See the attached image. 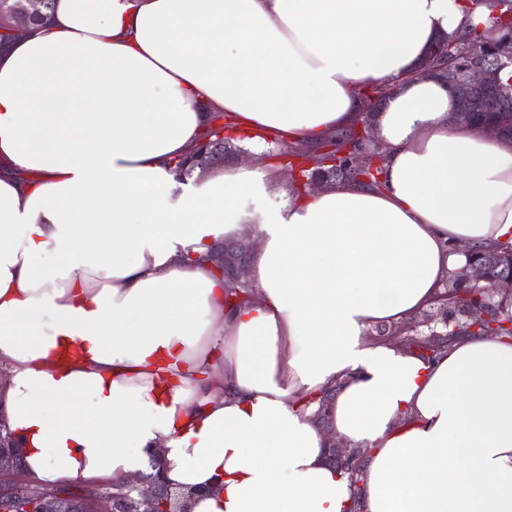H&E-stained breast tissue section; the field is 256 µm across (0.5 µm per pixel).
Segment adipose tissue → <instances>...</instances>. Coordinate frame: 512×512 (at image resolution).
<instances>
[{
  "label": "adipose tissue",
  "instance_id": "adipose-tissue-1",
  "mask_svg": "<svg viewBox=\"0 0 512 512\" xmlns=\"http://www.w3.org/2000/svg\"><path fill=\"white\" fill-rule=\"evenodd\" d=\"M468 0H54L0 47V425L44 486L151 472L192 512H512V339H373L460 247L512 239V143L413 73ZM390 90L362 114L360 89ZM249 152L378 128L380 186L300 198L237 162L179 182L215 113ZM252 227L257 299L209 258ZM339 385L316 423L304 399ZM361 450L358 484L328 431ZM160 452L151 461L147 451Z\"/></svg>",
  "mask_w": 512,
  "mask_h": 512
}]
</instances>
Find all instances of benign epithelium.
<instances>
[{
    "label": "benign epithelium",
    "mask_w": 512,
    "mask_h": 512,
    "mask_svg": "<svg viewBox=\"0 0 512 512\" xmlns=\"http://www.w3.org/2000/svg\"><path fill=\"white\" fill-rule=\"evenodd\" d=\"M45 0H15L13 5L0 13V40L11 39L23 32L30 18L44 17ZM447 43L439 42L430 51L427 61L420 69V76L441 81L453 100L454 108L449 123L455 125L463 113L476 111L475 102L485 103L482 111L498 112L500 116L493 120L467 122V126L481 134H493L504 137L512 133V109L499 104L504 94L498 78L499 67L506 62L490 61L487 55L496 52L494 44L484 45L485 55L469 59L463 68L459 80H451L442 75L441 68L432 64V60L446 52ZM244 252L251 251V245L232 241L224 244L216 256L219 272L239 281L247 276V261L239 259L237 247ZM466 264L460 270L467 288L485 292L489 295L499 291L512 293V274L490 277L486 264L472 258L471 250H463ZM329 448L342 466L355 470L360 465L359 456L342 445L331 442ZM34 480L23 467V449L15 440L0 434V512H14L15 507ZM170 492L162 472L142 474L127 478L119 484L112 480L85 482L80 488L50 489L40 499L38 512H160L161 498Z\"/></svg>",
    "instance_id": "obj_1"
}]
</instances>
